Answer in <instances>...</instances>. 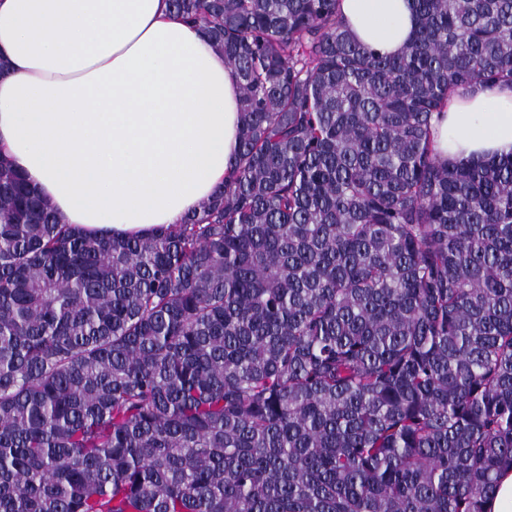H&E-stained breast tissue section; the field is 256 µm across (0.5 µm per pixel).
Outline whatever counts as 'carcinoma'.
Listing matches in <instances>:
<instances>
[{
  "label": "carcinoma",
  "instance_id": "cac0c4a2",
  "mask_svg": "<svg viewBox=\"0 0 512 512\" xmlns=\"http://www.w3.org/2000/svg\"><path fill=\"white\" fill-rule=\"evenodd\" d=\"M169 0L240 79L224 185L141 237L0 155V512H484L512 465V151L438 158L512 85V0ZM410 0H342L341 18L359 42L387 55L401 53L417 26ZM433 125L439 158L473 164L512 150V87L479 86L454 96Z\"/></svg>",
  "mask_w": 512,
  "mask_h": 512
}]
</instances>
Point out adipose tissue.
Instances as JSON below:
<instances>
[{"label": "adipose tissue", "mask_w": 512, "mask_h": 512, "mask_svg": "<svg viewBox=\"0 0 512 512\" xmlns=\"http://www.w3.org/2000/svg\"><path fill=\"white\" fill-rule=\"evenodd\" d=\"M359 42L401 53L410 0H341ZM240 89L205 31L167 0H0V154L91 234L180 223L224 182ZM441 160L512 151V87L454 96L433 120Z\"/></svg>", "instance_id": "1"}]
</instances>
